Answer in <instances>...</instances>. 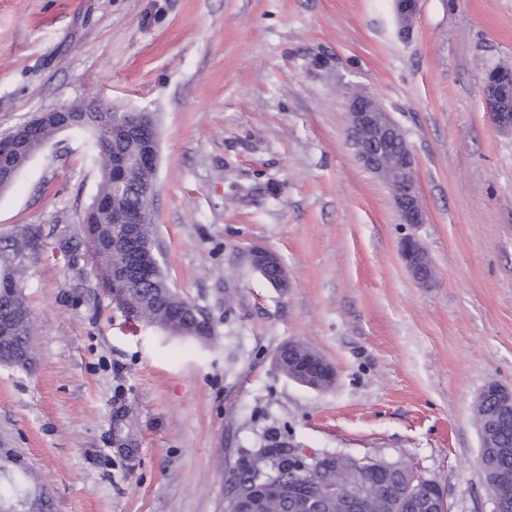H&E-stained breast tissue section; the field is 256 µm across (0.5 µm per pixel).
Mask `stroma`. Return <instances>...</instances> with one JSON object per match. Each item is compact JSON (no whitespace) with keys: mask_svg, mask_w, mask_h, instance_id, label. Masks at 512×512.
Here are the masks:
<instances>
[{"mask_svg":"<svg viewBox=\"0 0 512 512\" xmlns=\"http://www.w3.org/2000/svg\"><path fill=\"white\" fill-rule=\"evenodd\" d=\"M496 66L512 67V0H421L407 40L392 0H0V134L90 98L151 113L162 260L216 328L183 341L105 292L81 230L100 182L88 134H58L0 193V248L28 225L45 237L25 260L35 362L0 364V438L55 512H224L274 437L307 460H406L449 512H495L471 407L512 389V134L482 93ZM350 88L404 129L425 223H401L357 160ZM409 235L433 287L405 267ZM256 246L287 290L253 271ZM290 340L334 366L331 387L276 370ZM401 253L414 280L422 285L432 284L435 280L434 267L423 244L415 236L409 235L403 239ZM262 258H266V259L275 258L277 260V262H279L283 267V272L278 280L269 282V283H267L266 281L265 282L272 288H277L279 290L287 289L289 286L288 272H287V269H286L285 265L283 264L281 258L279 257V255L276 252H274L270 249L264 248V247H255L250 251V254H249L250 264L253 267V269L260 276H262V271L260 268V264L262 263Z\"/></svg>","mask_w":512,"mask_h":512,"instance_id":"35a3bbf8","label":"stroma"}]
</instances>
